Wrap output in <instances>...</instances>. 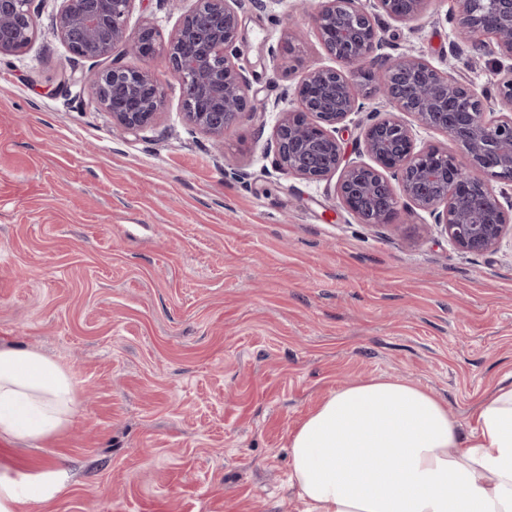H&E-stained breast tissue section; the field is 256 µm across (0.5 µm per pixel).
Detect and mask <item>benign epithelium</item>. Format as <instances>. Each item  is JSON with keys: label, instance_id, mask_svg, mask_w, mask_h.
<instances>
[{"label": "benign epithelium", "instance_id": "7a95c632", "mask_svg": "<svg viewBox=\"0 0 512 512\" xmlns=\"http://www.w3.org/2000/svg\"><path fill=\"white\" fill-rule=\"evenodd\" d=\"M33 0H0V56L35 38ZM134 0H60L54 33L74 56L106 60L123 45L142 65L114 62L81 76L94 99L128 134L152 126L163 105L153 62L159 34L128 30ZM430 0H302L335 62L308 65L297 106L280 112L275 165L309 182L338 175L339 204L368 226L398 223L401 200L430 212L462 252L484 254L512 231V211L485 176L512 182V0H457L455 47L492 56L500 78L477 88L411 53L382 54L375 10L396 22L420 17ZM242 0H197L172 35L165 68L184 88L190 125L221 140L254 110L249 79L236 64ZM366 113L360 145L370 162L344 159L336 133ZM443 133L454 149L419 148L412 123Z\"/></svg>", "mask_w": 512, "mask_h": 512}]
</instances>
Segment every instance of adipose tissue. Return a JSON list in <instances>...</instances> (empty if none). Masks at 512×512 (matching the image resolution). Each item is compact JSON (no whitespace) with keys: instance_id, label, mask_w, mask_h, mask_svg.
<instances>
[{"instance_id":"1","label":"adipose tissue","mask_w":512,"mask_h":512,"mask_svg":"<svg viewBox=\"0 0 512 512\" xmlns=\"http://www.w3.org/2000/svg\"><path fill=\"white\" fill-rule=\"evenodd\" d=\"M75 405L61 364L0 347V437H50ZM288 448L300 512H512V383L466 427L427 389L369 377L325 397Z\"/></svg>"}]
</instances>
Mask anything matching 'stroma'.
I'll list each match as a JSON object with an SVG mask.
<instances>
[{
    "mask_svg": "<svg viewBox=\"0 0 512 512\" xmlns=\"http://www.w3.org/2000/svg\"><path fill=\"white\" fill-rule=\"evenodd\" d=\"M194 6L135 0L127 27L165 43ZM34 7V41L0 58V346L61 363L77 411L50 438L0 437V474L29 481L18 512H298L288 439L332 391L398 377L468 424L512 382V236L464 253L419 209L370 228L336 177L276 167L279 111L331 61L294 0H244L238 65L265 107L220 142L160 62L156 124L116 130L53 31L57 0ZM455 10L380 16L383 51L491 86V58L451 52ZM51 470L67 481L48 498Z\"/></svg>",
    "mask_w": 512,
    "mask_h": 512,
    "instance_id": "stroma-1",
    "label": "stroma"
}]
</instances>
